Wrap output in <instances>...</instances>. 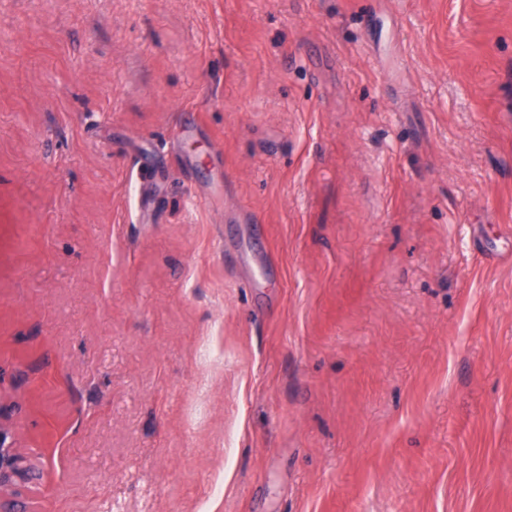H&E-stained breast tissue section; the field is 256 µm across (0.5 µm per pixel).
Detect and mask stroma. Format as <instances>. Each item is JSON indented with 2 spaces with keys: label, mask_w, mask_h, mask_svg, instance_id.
<instances>
[{
  "label": "stroma",
  "mask_w": 512,
  "mask_h": 512,
  "mask_svg": "<svg viewBox=\"0 0 512 512\" xmlns=\"http://www.w3.org/2000/svg\"><path fill=\"white\" fill-rule=\"evenodd\" d=\"M0 405L31 512H512V0H0Z\"/></svg>",
  "instance_id": "stroma-1"
}]
</instances>
